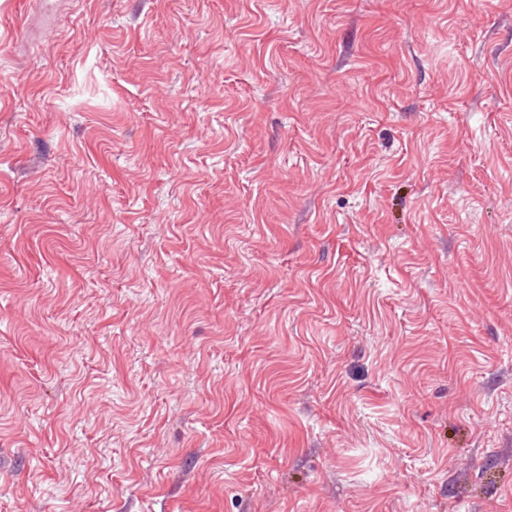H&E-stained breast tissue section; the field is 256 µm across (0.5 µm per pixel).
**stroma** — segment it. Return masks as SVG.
Masks as SVG:
<instances>
[{
    "instance_id": "stroma-1",
    "label": "stroma",
    "mask_w": 512,
    "mask_h": 512,
    "mask_svg": "<svg viewBox=\"0 0 512 512\" xmlns=\"http://www.w3.org/2000/svg\"><path fill=\"white\" fill-rule=\"evenodd\" d=\"M0 0V512H512V0Z\"/></svg>"
}]
</instances>
